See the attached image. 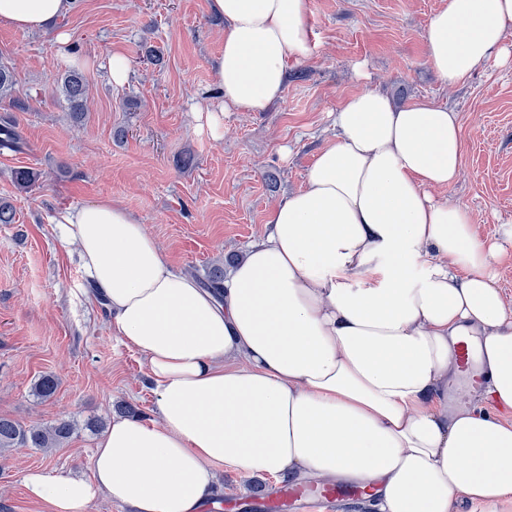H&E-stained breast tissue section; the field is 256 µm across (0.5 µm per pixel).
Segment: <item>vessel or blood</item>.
Here are the masks:
<instances>
[{
    "label": "vessel or blood",
    "instance_id": "vessel-or-blood-1",
    "mask_svg": "<svg viewBox=\"0 0 512 512\" xmlns=\"http://www.w3.org/2000/svg\"><path fill=\"white\" fill-rule=\"evenodd\" d=\"M369 494L355 485L335 484L324 489L312 491L298 485L273 490L259 501L260 512H291L293 506L312 503L319 507L330 508L347 506L367 500Z\"/></svg>",
    "mask_w": 512,
    "mask_h": 512
}]
</instances>
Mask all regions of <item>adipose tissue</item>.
<instances>
[{"label":"adipose tissue","mask_w":512,"mask_h":512,"mask_svg":"<svg viewBox=\"0 0 512 512\" xmlns=\"http://www.w3.org/2000/svg\"><path fill=\"white\" fill-rule=\"evenodd\" d=\"M73 0H0V24L52 26ZM224 20L225 111L261 112L289 60L311 51L308 0H209ZM512 0H448L425 34L448 84L512 60ZM303 189L230 266L224 297L173 270L120 204L66 214V241L106 299L117 336L144 354L158 418H113L87 479L29 470L47 512L98 496L129 512H198L224 468L372 488L378 512H452L512 496V318L494 267L504 247L438 199L465 142L454 111L394 106L368 89L336 111ZM476 339L482 405L448 406L455 346Z\"/></svg>","instance_id":"1"}]
</instances>
